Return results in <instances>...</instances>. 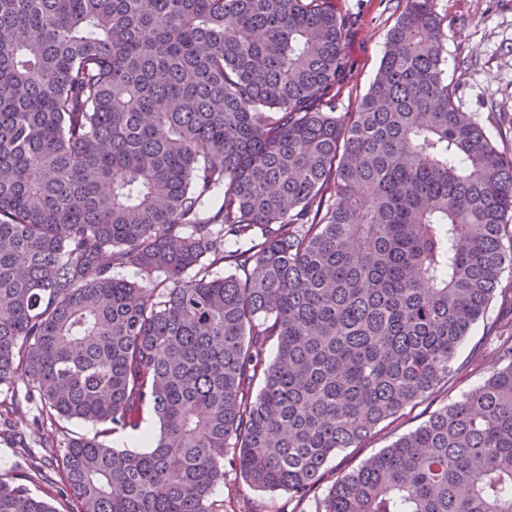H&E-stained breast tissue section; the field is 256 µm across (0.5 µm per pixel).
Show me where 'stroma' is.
Returning <instances> with one entry per match:
<instances>
[{
  "label": "stroma",
  "mask_w": 512,
  "mask_h": 512,
  "mask_svg": "<svg viewBox=\"0 0 512 512\" xmlns=\"http://www.w3.org/2000/svg\"><path fill=\"white\" fill-rule=\"evenodd\" d=\"M337 10L351 19L344 42L350 72L344 84L330 93L337 111H354L380 66L388 30L405 8V0H335ZM435 10L448 34L446 72L455 88V102L475 113L500 150L512 151V0H435ZM512 316V266L505 267L497 292L483 321L471 331L458 357V369L423 405L394 422H387L362 447L340 452L328 468L330 476L350 470L363 459L415 429L428 411L459 399L483 381L494 336L503 319ZM21 420L0 413V474L25 470L29 453L40 456L41 473L28 483L34 494L50 497L57 512H73L59 463L38 445L21 448L17 428ZM214 498L225 506L244 499L256 501L262 512H316V500L297 502L287 494H268L228 475Z\"/></svg>",
  "instance_id": "35a3bbf8"
}]
</instances>
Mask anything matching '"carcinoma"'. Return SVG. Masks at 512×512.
<instances>
[{
  "label": "carcinoma",
  "instance_id": "1",
  "mask_svg": "<svg viewBox=\"0 0 512 512\" xmlns=\"http://www.w3.org/2000/svg\"><path fill=\"white\" fill-rule=\"evenodd\" d=\"M345 34L333 0H0V393L98 427L44 437L76 512H217L231 470L303 501L456 371L512 153L455 104L434 0L354 112ZM146 408L150 449L112 447ZM28 479L0 512H55ZM316 512H512V341Z\"/></svg>",
  "mask_w": 512,
  "mask_h": 512
}]
</instances>
